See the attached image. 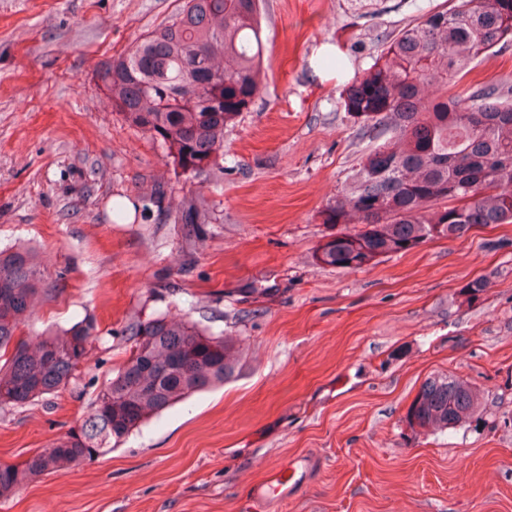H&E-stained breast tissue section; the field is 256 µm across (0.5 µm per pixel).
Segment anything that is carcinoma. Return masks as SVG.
I'll use <instances>...</instances> for the list:
<instances>
[{
    "mask_svg": "<svg viewBox=\"0 0 512 512\" xmlns=\"http://www.w3.org/2000/svg\"><path fill=\"white\" fill-rule=\"evenodd\" d=\"M415 18L344 91V107L370 141L349 181L322 211L324 224L354 232L326 236L320 263L361 269L434 238L456 239L480 224L512 223V85L448 95L480 57L512 43V0H411ZM258 0H182L166 24L95 77L129 126L163 149L174 172L200 182L224 175V127L260 92L266 51ZM154 184L143 216L210 224L207 200ZM34 253L0 251V406L65 389L87 354L96 324L85 319L39 339L20 338L33 301L47 294ZM129 357L98 391L83 423L20 466H0V498L29 479L110 452L152 415L223 384L237 372L235 346L189 321L158 314L132 328ZM478 394L452 375L428 378L407 409L412 428L446 430L477 411Z\"/></svg>",
    "mask_w": 512,
    "mask_h": 512,
    "instance_id": "1",
    "label": "carcinoma"
}]
</instances>
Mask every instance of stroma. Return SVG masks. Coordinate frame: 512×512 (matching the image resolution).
<instances>
[{"instance_id": "1", "label": "stroma", "mask_w": 512, "mask_h": 512, "mask_svg": "<svg viewBox=\"0 0 512 512\" xmlns=\"http://www.w3.org/2000/svg\"><path fill=\"white\" fill-rule=\"evenodd\" d=\"M179 0H0V249L34 250L50 292L23 332L95 318L68 387L0 407V465L77 428L150 315L238 340V374L162 411L112 452L40 476L0 512H512V224L436 238L360 270L321 264V212L369 146L322 48L366 69L408 0H262L263 85L224 130L218 187L175 175L97 84L104 60ZM168 180L216 221L116 219ZM482 280L484 289L466 286ZM479 394L468 423L410 428L431 377ZM316 461L288 502L267 473Z\"/></svg>"}]
</instances>
